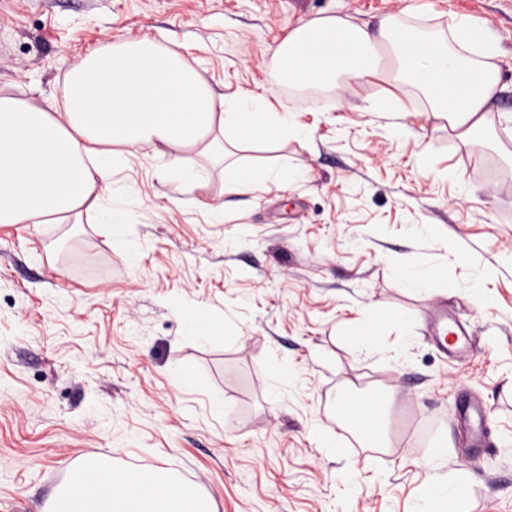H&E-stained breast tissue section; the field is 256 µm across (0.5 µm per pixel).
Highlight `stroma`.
Wrapping results in <instances>:
<instances>
[{
  "label": "stroma",
  "mask_w": 512,
  "mask_h": 512,
  "mask_svg": "<svg viewBox=\"0 0 512 512\" xmlns=\"http://www.w3.org/2000/svg\"><path fill=\"white\" fill-rule=\"evenodd\" d=\"M447 31L494 32L503 93L473 149L410 82L350 80L334 112L234 150L281 178L239 195L197 151L204 188L127 148L121 173L148 211L130 258L84 215L45 233L0 224V512H52L82 461L167 473L212 512H512V0H413ZM403 0H0V95L64 107L67 69L107 41L187 52L216 94L265 85L270 46L298 20L376 26ZM470 188L459 197L458 180ZM469 349L441 353L438 308ZM295 374L272 397V360ZM364 397V432L338 397ZM223 399L227 409L212 407ZM487 411L473 452L456 419ZM445 428L426 459L419 427ZM322 427L339 445L321 447Z\"/></svg>",
  "instance_id": "1"
}]
</instances>
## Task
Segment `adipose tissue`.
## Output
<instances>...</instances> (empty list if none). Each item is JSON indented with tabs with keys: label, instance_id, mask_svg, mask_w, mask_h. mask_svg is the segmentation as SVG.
Returning <instances> with one entry per match:
<instances>
[{
	"label": "adipose tissue",
	"instance_id": "ef3b65f1",
	"mask_svg": "<svg viewBox=\"0 0 512 512\" xmlns=\"http://www.w3.org/2000/svg\"><path fill=\"white\" fill-rule=\"evenodd\" d=\"M495 54L490 31L458 20L443 36L410 6L373 28L301 20L268 52L267 89L220 98L177 48L148 37L107 43L67 70L64 110L0 95V223L57 224L89 212L120 234L144 223L146 209L115 178L119 146L175 158L198 148L223 153L228 139L285 137L290 113L338 110L341 88L358 76L395 87L413 81L433 111L477 136L502 90ZM83 471L96 489L55 512H201L195 490L162 473H118L95 458Z\"/></svg>",
	"mask_w": 512,
	"mask_h": 512
}]
</instances>
